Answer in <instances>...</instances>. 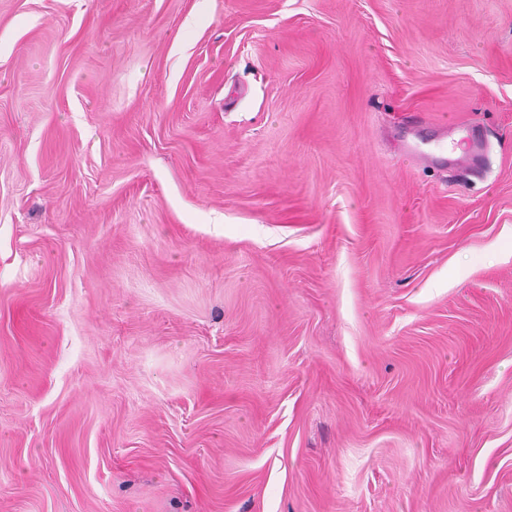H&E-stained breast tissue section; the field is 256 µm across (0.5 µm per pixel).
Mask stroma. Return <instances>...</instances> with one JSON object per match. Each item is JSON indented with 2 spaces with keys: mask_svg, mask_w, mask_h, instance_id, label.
<instances>
[{
  "mask_svg": "<svg viewBox=\"0 0 512 512\" xmlns=\"http://www.w3.org/2000/svg\"><path fill=\"white\" fill-rule=\"evenodd\" d=\"M0 512H512V0H0Z\"/></svg>",
  "mask_w": 512,
  "mask_h": 512,
  "instance_id": "35a3bbf8",
  "label": "stroma"
}]
</instances>
